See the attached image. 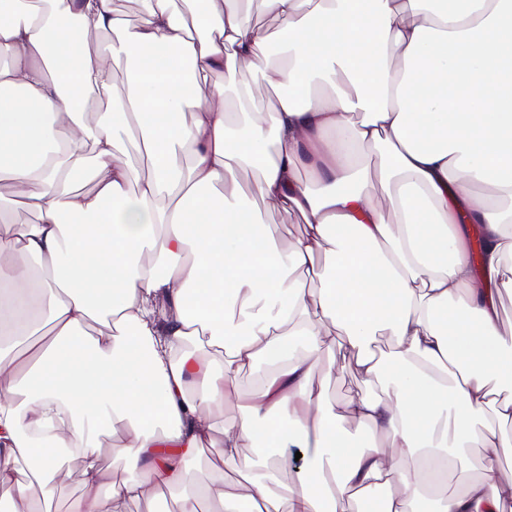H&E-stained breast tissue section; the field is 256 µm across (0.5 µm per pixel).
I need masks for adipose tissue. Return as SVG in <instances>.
Segmentation results:
<instances>
[{"label": "adipose tissue", "mask_w": 512, "mask_h": 512, "mask_svg": "<svg viewBox=\"0 0 512 512\" xmlns=\"http://www.w3.org/2000/svg\"><path fill=\"white\" fill-rule=\"evenodd\" d=\"M47 2L0 0V87L22 91L0 94V180L40 214L0 221V488L25 481L27 512H133L165 489L178 512H512V0H257L259 22L242 0H142L133 27L112 0ZM82 91L109 100L95 124ZM129 134L147 176L118 159ZM254 195L300 218L288 245ZM340 364L367 390L339 414L315 376ZM475 446L460 489L427 473ZM206 447L237 479L187 482Z\"/></svg>", "instance_id": "obj_1"}]
</instances>
